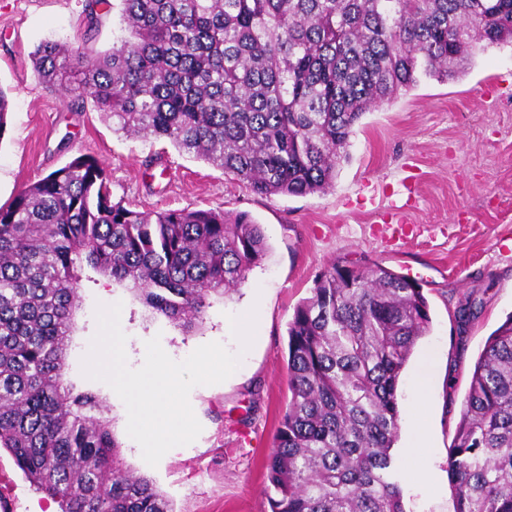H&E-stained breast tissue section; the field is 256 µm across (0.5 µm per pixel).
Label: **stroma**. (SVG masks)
Segmentation results:
<instances>
[{
	"instance_id": "1",
	"label": "stroma",
	"mask_w": 512,
	"mask_h": 512,
	"mask_svg": "<svg viewBox=\"0 0 512 512\" xmlns=\"http://www.w3.org/2000/svg\"><path fill=\"white\" fill-rule=\"evenodd\" d=\"M85 0H0V87L10 100L0 136V205L82 153L104 166L113 200L140 211L245 212L261 224L268 250L229 298L212 300L187 335L150 317L101 275L82 280L67 380L105 401L124 466L150 478L173 512H269L266 463L288 404V323L313 281L339 257L374 261L423 287L432 318L402 374L399 439L393 450L406 512H455L448 452L473 366L490 334L512 315V44L478 49L463 71L418 75L411 87L366 112L332 187L305 196L252 193L223 171L165 141L113 132L93 108L72 109L36 76L31 54L47 40L84 41L93 54L121 36L118 0L89 23ZM481 311L458 339L455 311ZM121 303L127 364L159 338L174 360L218 342L234 349L229 318L256 310V339L224 382L192 389L202 426L189 445L148 465L129 437L127 410L112 388L82 373L97 331V304ZM429 381H422L423 366ZM426 426V440L415 433ZM0 500L8 512H59L0 451Z\"/></svg>"
}]
</instances>
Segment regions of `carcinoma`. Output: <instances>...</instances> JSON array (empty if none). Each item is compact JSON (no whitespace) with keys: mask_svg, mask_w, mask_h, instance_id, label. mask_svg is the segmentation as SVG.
<instances>
[{"mask_svg":"<svg viewBox=\"0 0 512 512\" xmlns=\"http://www.w3.org/2000/svg\"><path fill=\"white\" fill-rule=\"evenodd\" d=\"M108 52L44 41L33 69L116 132L165 139L258 195L327 190L354 127L479 43L512 42V0H119ZM267 251L249 214L139 211L79 154L0 206V449L60 512H173L124 469L99 398L66 380L84 268L190 333ZM476 303L455 312L459 331ZM431 317L421 284L337 260L288 323L291 393L270 512H405L392 449L402 371ZM457 512H512V316L470 375L448 455Z\"/></svg>","mask_w":512,"mask_h":512,"instance_id":"1","label":"carcinoma"}]
</instances>
